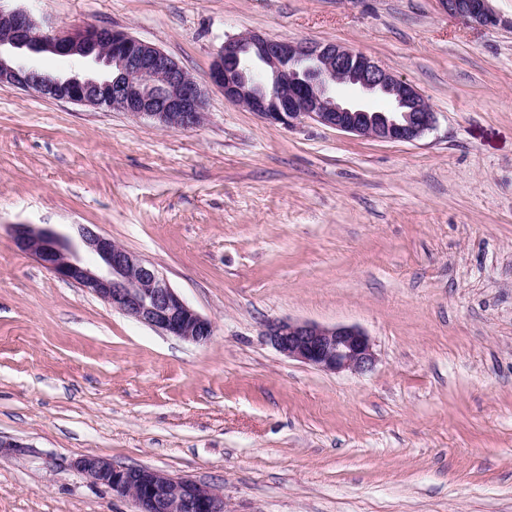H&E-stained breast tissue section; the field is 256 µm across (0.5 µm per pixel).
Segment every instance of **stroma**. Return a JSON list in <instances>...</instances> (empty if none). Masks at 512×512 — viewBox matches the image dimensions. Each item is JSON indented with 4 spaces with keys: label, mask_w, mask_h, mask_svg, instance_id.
I'll list each match as a JSON object with an SVG mask.
<instances>
[{
    "label": "stroma",
    "mask_w": 512,
    "mask_h": 512,
    "mask_svg": "<svg viewBox=\"0 0 512 512\" xmlns=\"http://www.w3.org/2000/svg\"><path fill=\"white\" fill-rule=\"evenodd\" d=\"M0 0L105 25L207 88L179 131L0 85V512H134L94 455L216 485L227 512H512V0ZM257 31L333 42L413 84L411 142L272 126L210 85ZM14 224H87L215 325L163 336L18 252ZM270 319L352 325L374 371L290 360ZM490 0H438L452 16L480 25H495L497 18L489 5Z\"/></svg>",
    "instance_id": "stroma-1"
}]
</instances>
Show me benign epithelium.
<instances>
[{
  "label": "benign epithelium",
  "mask_w": 512,
  "mask_h": 512,
  "mask_svg": "<svg viewBox=\"0 0 512 512\" xmlns=\"http://www.w3.org/2000/svg\"><path fill=\"white\" fill-rule=\"evenodd\" d=\"M450 15L497 23L489 0H438ZM43 53L79 56L102 74L61 75L24 58ZM210 81L224 98L265 122L292 129L308 120L377 141H414L431 130L435 113L410 83L371 56L335 43L289 42L251 33L224 40ZM0 84L75 104L102 106L176 130L200 126L206 93L158 46L103 25L44 32L24 9H0ZM351 86L387 98L391 108L367 110L340 97ZM15 248L55 278L90 292L112 309L163 335L204 345L213 322L189 305L148 260L85 224L63 233L52 224H13ZM263 336L289 359L330 373L365 375L377 363L370 336L355 326L269 320ZM72 469L93 484L127 497L136 512H225L224 494L210 483L145 466L81 456Z\"/></svg>",
  "instance_id": "obj_1"
}]
</instances>
